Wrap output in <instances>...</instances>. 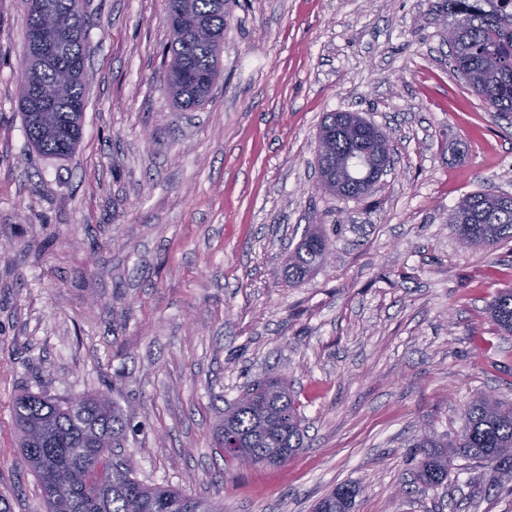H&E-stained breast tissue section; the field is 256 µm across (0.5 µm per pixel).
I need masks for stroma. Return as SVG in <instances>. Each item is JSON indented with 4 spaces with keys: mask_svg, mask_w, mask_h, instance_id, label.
Returning a JSON list of instances; mask_svg holds the SVG:
<instances>
[{
    "mask_svg": "<svg viewBox=\"0 0 512 512\" xmlns=\"http://www.w3.org/2000/svg\"><path fill=\"white\" fill-rule=\"evenodd\" d=\"M83 136L32 151L17 102L26 14L0 0V495L45 512L11 403L96 388L127 415L138 480L224 512H310L359 485L356 512H512V474L416 479L423 434L455 437L482 395L512 402V336L486 307L512 243L463 245L449 217L512 195V121L448 57L443 0H228L223 74L183 110L164 86L166 0H87ZM390 133L371 191L318 190L326 113ZM314 275L281 271L308 226ZM287 379L305 426L286 464L241 466L216 424L254 382Z\"/></svg>",
    "mask_w": 512,
    "mask_h": 512,
    "instance_id": "stroma-1",
    "label": "stroma"
}]
</instances>
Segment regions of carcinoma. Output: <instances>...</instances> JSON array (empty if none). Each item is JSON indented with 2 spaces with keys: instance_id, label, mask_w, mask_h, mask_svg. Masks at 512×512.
<instances>
[{
  "instance_id": "obj_1",
  "label": "carcinoma",
  "mask_w": 512,
  "mask_h": 512,
  "mask_svg": "<svg viewBox=\"0 0 512 512\" xmlns=\"http://www.w3.org/2000/svg\"><path fill=\"white\" fill-rule=\"evenodd\" d=\"M512 0H448V46L454 67L486 106L507 118L512 115ZM228 0H167L171 31V62L165 85L175 104L184 109L203 105L223 73L224 16ZM26 30L44 10L62 25L54 57L42 58L26 43L33 62L30 81L22 83L18 106L28 144L39 154L64 158L82 137L87 75L75 74L58 92L63 70H75L88 52L83 0H23ZM361 119L352 112H329L318 132V169L326 192L344 198L366 194L377 172L358 159L356 130ZM450 224L463 244L490 246L512 241V196L474 193L461 199ZM328 238L304 234L288 258L284 274L290 281L308 277L325 264ZM489 315L504 332L512 333V289L499 290ZM71 407L67 398L23 390L11 407L13 429L28 469L38 482L47 512H223L219 506L180 491L148 486L133 474L126 460L112 459L123 446L126 414L100 389L81 395ZM459 437L447 441L420 439L419 479L438 488L448 479L453 457L490 468L507 455L512 471V405L481 396L463 413ZM232 432L249 442V457L230 456L241 464L274 466L267 449L282 448L293 458L303 447L302 416L288 388L279 379L253 385L224 415L216 432ZM360 489L343 484L320 499L314 512H353Z\"/></svg>"
}]
</instances>
